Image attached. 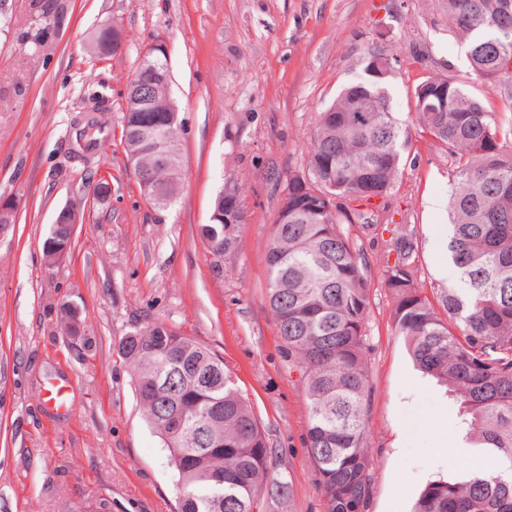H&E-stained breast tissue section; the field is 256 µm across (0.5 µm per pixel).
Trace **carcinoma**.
Returning a JSON list of instances; mask_svg holds the SVG:
<instances>
[{
  "label": "carcinoma",
  "mask_w": 512,
  "mask_h": 512,
  "mask_svg": "<svg viewBox=\"0 0 512 512\" xmlns=\"http://www.w3.org/2000/svg\"><path fill=\"white\" fill-rule=\"evenodd\" d=\"M501 0H444L448 31L467 44L477 80L508 90L512 110V39L488 27ZM38 48L63 23L60 0H36ZM372 48L363 76L346 84L319 113L302 170L288 176L267 252L268 307L288 358L299 367L308 400L306 448L319 476L325 512H366L373 459L368 416L372 389L367 324L374 284L363 245L351 227L363 207L386 198L403 174L412 128L446 147L454 166L448 202V252L459 284L418 285L417 234L412 224H364L391 238L381 286L393 296L392 323L415 366L448 387L463 439L493 455L488 470L458 481H433L413 512H512V117L501 120L450 74L415 86L408 123L392 111L394 68L373 75ZM168 67L151 47L135 76L147 81ZM448 86V111L426 112L431 88ZM371 94L377 112L351 108ZM173 113L133 104L123 113L122 141L137 156L139 188L157 209L182 190V155ZM199 227L216 261L235 251L245 215L228 181ZM63 333L87 351L91 338L65 307ZM118 350L132 370L143 415L173 458L180 485L176 512H260V502L285 500L292 484L269 467L272 450L251 406L221 357L162 321L136 326Z\"/></svg>",
  "instance_id": "carcinoma-1"
}]
</instances>
